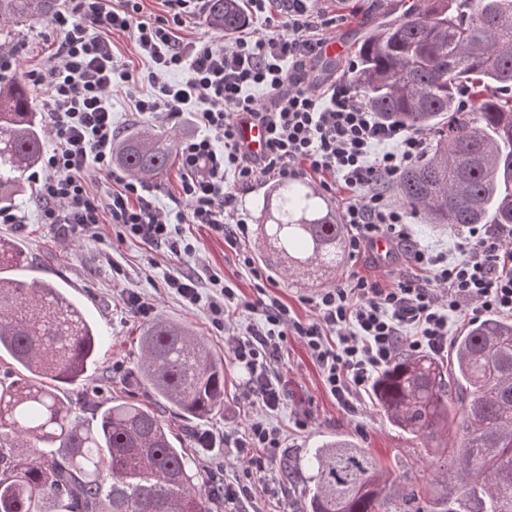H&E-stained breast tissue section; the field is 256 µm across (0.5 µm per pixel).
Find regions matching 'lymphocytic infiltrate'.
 <instances>
[{"label": "lymphocytic infiltrate", "instance_id": "1", "mask_svg": "<svg viewBox=\"0 0 512 512\" xmlns=\"http://www.w3.org/2000/svg\"><path fill=\"white\" fill-rule=\"evenodd\" d=\"M281 2L279 11L270 14L266 0H251L253 10L265 16L264 31L202 40L188 49L176 30L187 15L203 11L205 0H164L165 14L152 18L144 16L143 0H67L50 19L60 38L47 67L19 71L15 49L0 47V72L22 73L44 91L41 110L53 146L31 175L44 223L64 225L81 237L98 229L108 213L129 237L167 248L177 258L195 254L169 214L153 206L139 182L112 162L110 97L120 88L135 111L157 116L173 118L185 105L200 104L197 122L203 135L179 145L185 218L221 235L256 288H264L266 274L243 248L249 217L239 207L238 194L264 177H314L318 189L329 195L344 187L349 196L341 218L351 254H359L376 236L389 238L401 251L409 270L392 286L351 272L344 283L311 298L312 315L305 321L293 318L278 297L247 300L216 275L206 296L194 274L167 278V287L184 302L206 304L222 329L230 310L261 309L263 323L234 337L231 352L269 410L285 397L273 371L287 336L300 339L325 387L345 404L399 352L445 349L451 316L512 313V225L469 227L452 261L414 240L406 206L388 189L424 158L427 133L381 120L348 80L307 85V62L324 43L321 31L333 22L313 13L308 0ZM114 33L131 38L150 60L147 72L135 73L118 61L110 39ZM175 72L182 73V80L171 81ZM254 88L264 91V100L251 96ZM242 113L267 133L262 157H249L240 148L237 117ZM91 168L115 183L109 201L91 193ZM228 171L233 174L229 183L224 180ZM280 445L275 427L258 418L250 423L237 446L251 478L262 480L265 471L252 449Z\"/></svg>", "mask_w": 512, "mask_h": 512}]
</instances>
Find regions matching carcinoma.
<instances>
[{"instance_id":"carcinoma-1","label":"carcinoma","mask_w":512,"mask_h":512,"mask_svg":"<svg viewBox=\"0 0 512 512\" xmlns=\"http://www.w3.org/2000/svg\"><path fill=\"white\" fill-rule=\"evenodd\" d=\"M56 2L0 0V38L13 43ZM208 22L235 32L243 4L210 0ZM357 57L354 88L381 119L441 127L400 177L399 201L431 224H512V0H413L361 41ZM43 134L25 83L0 84V207L23 192ZM112 157L144 180L172 164L174 147L165 131L138 129ZM263 210L275 268L296 276L340 266L345 225L312 184H276ZM30 267L20 243L0 239V357L20 367L0 381V512H212L223 484L198 485L159 408L188 420L221 410L223 363L187 326L156 319L142 329L132 377L145 400L94 405L83 418L58 385L96 366L101 336L62 289L10 276ZM373 393L388 421L413 436L456 425L430 512H512V322L491 314L468 324L446 362L398 355ZM309 462L310 512H378L382 472L366 451L339 438Z\"/></svg>"}]
</instances>
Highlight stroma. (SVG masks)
Returning <instances> with one entry per match:
<instances>
[{"label": "stroma", "instance_id": "stroma-1", "mask_svg": "<svg viewBox=\"0 0 512 512\" xmlns=\"http://www.w3.org/2000/svg\"><path fill=\"white\" fill-rule=\"evenodd\" d=\"M389 0H354L353 9H339L336 0H313L314 12L335 18L336 26L327 30V39L344 48L334 57L330 73L321 81L340 78L349 61L356 59L365 33L377 25L380 13L387 11ZM56 37L48 20L40 19L24 27L15 48L18 68L31 70L44 62ZM112 126L116 136H125L129 128L152 125L170 130L175 138L197 134L195 122L198 104H190L173 119H162L134 112L123 91L111 98ZM271 184L260 181L251 192L242 194L241 205L254 229L244 247L255 264L264 269L267 292L278 296L290 308L292 316L307 320L311 315L308 298L321 289L343 282L350 272L389 283L397 269L383 268L366 257L346 259L332 273L315 278H288L275 272L266 248L255 229L261 221L263 201ZM14 208L24 215L21 224H1L0 238L21 240L33 261L30 274L60 285L91 319L103 338L99 363L84 380L65 386L66 397L88 406L105 400L142 399L141 390L130 387L127 378L139 360V336L144 318L133 315L124 305L127 293L137 292L154 306L153 318H164L192 327L207 342L213 354L224 363V407L203 421L188 422L173 412L164 420L185 441L201 486H209L213 471H221L225 482L248 487L246 498L225 501L219 512H309L310 472L308 454L326 440L343 437L366 449L381 465L389 479L382 512H398L405 496L433 479L438 464V441L432 437L409 435L392 425L374 405L370 391L354 395L349 405H340L324 388L319 370L303 343L294 336L283 343V361L277 368L287 397L277 411L271 412L250 397L249 375L234 360L223 332L212 324L206 306H187L168 290L167 275L180 271L198 272L201 277L216 274L226 284L238 288L247 299L256 290L247 269L241 266L224 239L194 224H180L183 237L196 248L194 257L170 258L160 248L122 236L119 225L104 224L98 238H77L57 224L39 219L37 201L23 196ZM265 419L281 434L282 446L265 463L262 482H253L238 460L235 446L251 419ZM297 470L294 481L282 479V464Z\"/></svg>", "mask_w": 512, "mask_h": 512}]
</instances>
